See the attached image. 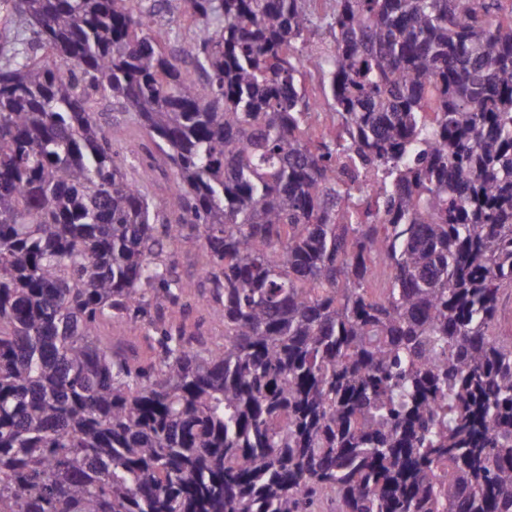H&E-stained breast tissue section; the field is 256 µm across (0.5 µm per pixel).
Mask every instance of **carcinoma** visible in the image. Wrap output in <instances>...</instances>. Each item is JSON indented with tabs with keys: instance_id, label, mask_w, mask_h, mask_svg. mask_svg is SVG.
I'll list each match as a JSON object with an SVG mask.
<instances>
[{
	"instance_id": "carcinoma-1",
	"label": "carcinoma",
	"mask_w": 512,
	"mask_h": 512,
	"mask_svg": "<svg viewBox=\"0 0 512 512\" xmlns=\"http://www.w3.org/2000/svg\"><path fill=\"white\" fill-rule=\"evenodd\" d=\"M1 10L0 512H512L504 0ZM136 319L145 359L99 334Z\"/></svg>"
}]
</instances>
